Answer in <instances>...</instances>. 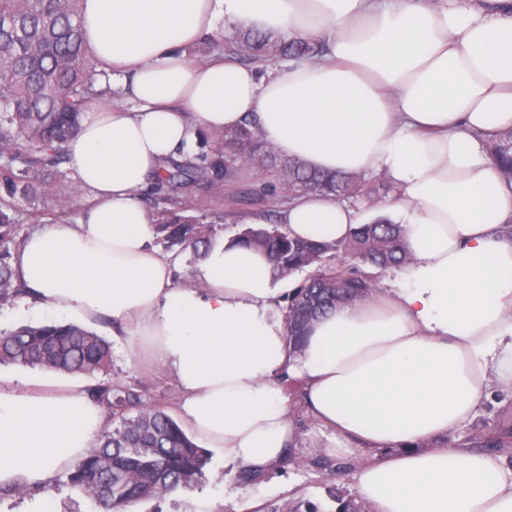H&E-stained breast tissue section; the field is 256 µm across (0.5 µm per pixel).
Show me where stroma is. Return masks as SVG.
I'll return each mask as SVG.
<instances>
[{
    "label": "stroma",
    "instance_id": "1",
    "mask_svg": "<svg viewBox=\"0 0 512 512\" xmlns=\"http://www.w3.org/2000/svg\"><path fill=\"white\" fill-rule=\"evenodd\" d=\"M275 180L270 171L240 167L234 181L219 185H187L161 200L144 194L141 201L149 211L169 208L187 210L206 229L209 238L233 237L242 232L239 213L254 208L277 211L286 205L285 197H271L268 186ZM86 203L78 196L67 207H60L55 196L46 195L36 203L18 202L16 230L25 236L37 222L62 220L77 222ZM41 220H34V213ZM92 329L112 345V366L106 378L121 388L141 396L146 406L162 405L174 410L178 393L170 373L145 355L135 354L132 338L115 334L111 321L100 320ZM288 418L297 430L289 458L257 478H247L225 469L224 462L212 458L204 478L197 485L179 489L157 501L127 506L125 512H235L237 505L253 502V512H269L274 506H297L306 502L320 512H335V494L356 497L353 474L373 456L371 450L354 448L349 453H330L317 422L308 414L301 390H288ZM448 444L489 454H501L512 462V394L492 387L491 396L472 421L450 432ZM233 494L225 502V494Z\"/></svg>",
    "mask_w": 512,
    "mask_h": 512
}]
</instances>
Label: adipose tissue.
Segmentation results:
<instances>
[{"label":"adipose tissue","instance_id":"obj_1","mask_svg":"<svg viewBox=\"0 0 512 512\" xmlns=\"http://www.w3.org/2000/svg\"><path fill=\"white\" fill-rule=\"evenodd\" d=\"M82 16L122 101L87 109L68 147L87 205L22 240L24 287L55 314L122 323L173 377L180 425L225 465L287 456L284 383L298 379L334 453L375 450L355 475L371 512H512V463L442 442L489 377L512 390V184L486 148L512 130V0H83ZM222 25L323 53L266 71L188 55ZM247 122L281 156L402 191L372 213L309 195L243 216L319 243L377 217L407 228L389 294L327 312L297 354L281 312L296 284L266 253L213 240L196 286L177 285L139 197L202 135ZM104 422L80 385L0 379V488L40 487L31 512H55L50 486Z\"/></svg>","mask_w":512,"mask_h":512}]
</instances>
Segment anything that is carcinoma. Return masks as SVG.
Instances as JSON below:
<instances>
[{"label": "carcinoma", "instance_id": "1", "mask_svg": "<svg viewBox=\"0 0 512 512\" xmlns=\"http://www.w3.org/2000/svg\"><path fill=\"white\" fill-rule=\"evenodd\" d=\"M224 49L256 64L270 60L314 57L321 49L309 42L286 41L261 31H239ZM87 50L82 36L81 0H0V300L21 291L12 267L18 247L14 218L8 210L18 199L31 201L49 187L70 196L59 165L86 109L112 98L109 83ZM212 150L194 163L172 161L157 176L158 191L190 183L220 184L237 167L250 164L276 172L271 194L332 196L338 201L381 205L401 196L400 189L380 176L313 170L281 158L247 125L217 134ZM502 177L512 182V132L488 144ZM156 232L169 245L197 247L206 243L203 227L166 210L156 212ZM405 227L385 220L360 224L348 239L324 244L294 239L276 228L249 227L237 240L269 254L278 276L288 277L327 254L345 252L360 266L350 271L317 270L287 297L286 336L293 351L301 350L311 324L327 311L351 305L368 293L380 272L410 262ZM0 364L92 376L106 373L112 350L102 336L73 324L24 326L0 335ZM88 398L109 420L93 447L67 472L68 484L112 512L137 502L157 500L179 486L203 479L208 452L196 445L163 406L138 407L140 396L102 381L87 387ZM135 415H130L131 411Z\"/></svg>", "mask_w": 512, "mask_h": 512}]
</instances>
